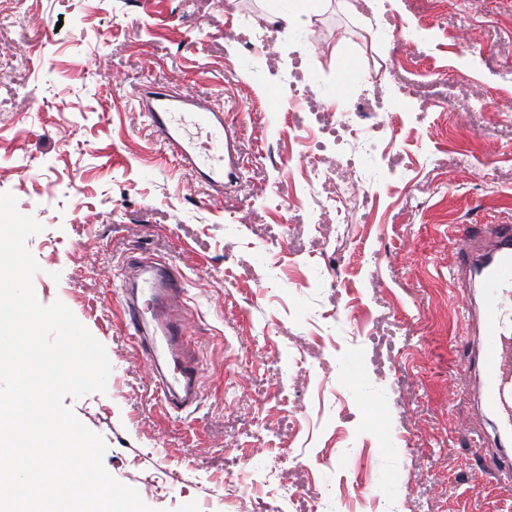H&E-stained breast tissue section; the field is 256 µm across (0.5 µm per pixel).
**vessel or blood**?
<instances>
[{"label":"vessel or blood","instance_id":"b4317fda","mask_svg":"<svg viewBox=\"0 0 512 512\" xmlns=\"http://www.w3.org/2000/svg\"><path fill=\"white\" fill-rule=\"evenodd\" d=\"M137 106L150 136L180 169L218 191L236 179L235 158L224 151L223 112L201 98L169 93L156 82L138 96ZM460 237L458 265L450 276L478 285L481 296L479 303L465 306L464 323L472 327L474 339L455 379L459 388L473 392L479 408L499 414L505 429L512 430V225L493 226L485 241L465 230ZM139 288L148 298L125 301V327L151 366L169 354L170 373L159 378L157 387L171 406L188 407L198 397L200 382L178 313L183 276L176 267L156 264ZM481 457L485 471L501 476L511 499L512 450L485 447Z\"/></svg>","mask_w":512,"mask_h":512}]
</instances>
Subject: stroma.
<instances>
[{
    "mask_svg": "<svg viewBox=\"0 0 512 512\" xmlns=\"http://www.w3.org/2000/svg\"><path fill=\"white\" fill-rule=\"evenodd\" d=\"M0 0V193L42 226L40 304L101 342L107 390L64 403L154 512H512L480 472L492 436L454 380L466 298L458 227L512 224V0ZM353 113L372 70L432 104L380 113L360 194L317 224L306 170L328 136L239 33ZM224 109L239 179L191 180L137 106L151 79ZM344 92H337L340 79ZM482 91L453 111L458 85ZM403 163L388 170L386 154ZM177 266L200 397L175 411L124 325L129 256Z\"/></svg>",
    "mask_w": 512,
    "mask_h": 512,
    "instance_id": "stroma-1",
    "label": "stroma"
}]
</instances>
